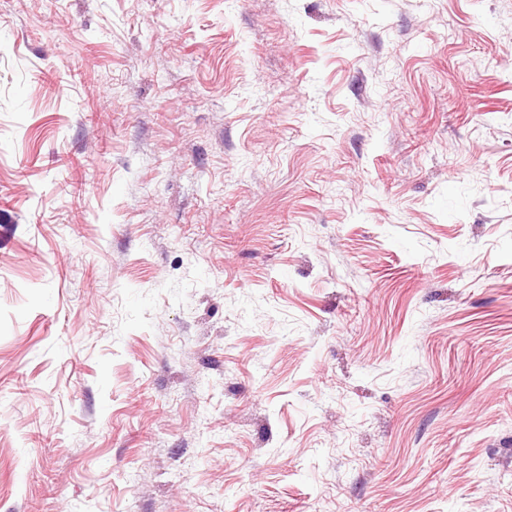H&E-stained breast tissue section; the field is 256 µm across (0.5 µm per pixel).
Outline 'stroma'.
Listing matches in <instances>:
<instances>
[{"mask_svg":"<svg viewBox=\"0 0 512 512\" xmlns=\"http://www.w3.org/2000/svg\"><path fill=\"white\" fill-rule=\"evenodd\" d=\"M0 512H512V0H0Z\"/></svg>","mask_w":512,"mask_h":512,"instance_id":"1","label":"stroma"}]
</instances>
